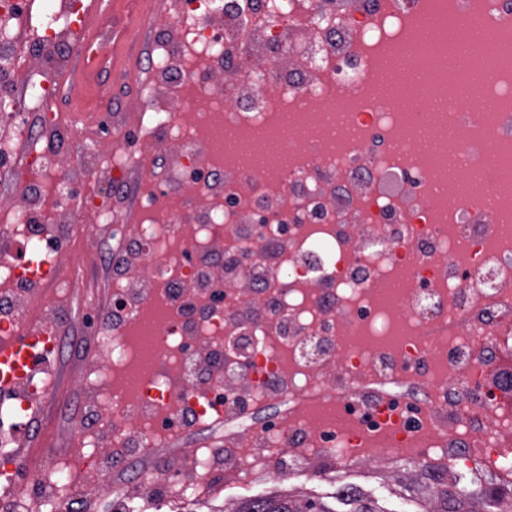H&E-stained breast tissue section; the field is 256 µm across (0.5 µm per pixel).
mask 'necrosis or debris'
<instances>
[{
	"label": "necrosis or debris",
	"mask_w": 512,
	"mask_h": 512,
	"mask_svg": "<svg viewBox=\"0 0 512 512\" xmlns=\"http://www.w3.org/2000/svg\"><path fill=\"white\" fill-rule=\"evenodd\" d=\"M74 4L33 17L0 0V68L36 65L64 37ZM438 15L488 18L504 62L475 112L417 109L440 138L464 135L448 183L410 143L415 123L377 100L373 74L394 46ZM148 83L89 135L84 155L109 157L110 200L79 196L55 146L72 134L48 110L60 95L37 70L0 88V182L40 175L42 189L0 196V339L32 336L34 364L0 389V490L10 512H82L106 467L142 464L112 486L116 512L133 500L196 501L216 471L248 484L328 465L396 473L438 452L449 477L489 476L512 490V181L468 183L498 154L512 168V0H178L176 22L151 33ZM308 121L281 173L213 150L220 128L256 140L283 113ZM139 133L152 165L124 153ZM146 199L136 223L116 201ZM82 251H73L75 239ZM93 262L112 270V309L88 308L86 392L77 425L85 483L69 457L42 448L37 477L19 478L17 436L37 425L70 339L48 293H71ZM400 287L396 305L377 288ZM157 336L153 363L144 325ZM219 432L171 448L179 429Z\"/></svg>",
	"instance_id": "obj_1"
}]
</instances>
